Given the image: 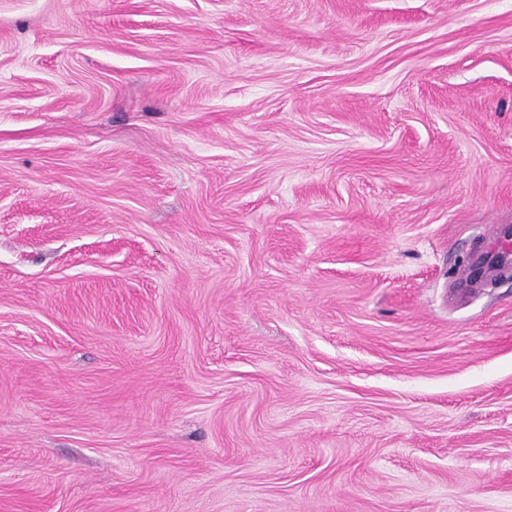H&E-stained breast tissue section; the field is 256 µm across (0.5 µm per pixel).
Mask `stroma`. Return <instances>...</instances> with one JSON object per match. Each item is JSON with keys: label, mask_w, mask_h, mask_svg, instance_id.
<instances>
[{"label": "stroma", "mask_w": 512, "mask_h": 512, "mask_svg": "<svg viewBox=\"0 0 512 512\" xmlns=\"http://www.w3.org/2000/svg\"><path fill=\"white\" fill-rule=\"evenodd\" d=\"M512 0H0V512H512Z\"/></svg>", "instance_id": "stroma-1"}]
</instances>
